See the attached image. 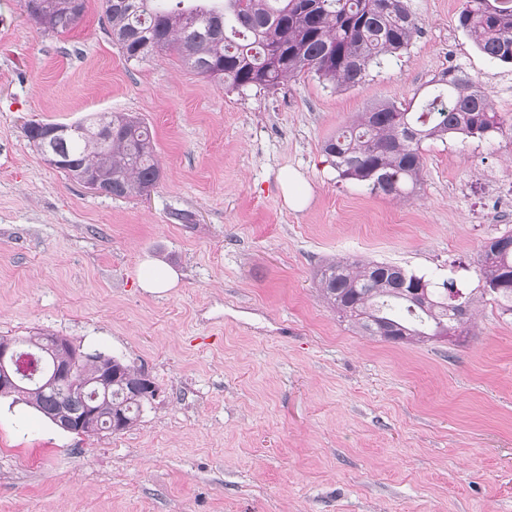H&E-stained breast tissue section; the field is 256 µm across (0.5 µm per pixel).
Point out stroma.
Listing matches in <instances>:
<instances>
[{"label":"stroma","mask_w":512,"mask_h":512,"mask_svg":"<svg viewBox=\"0 0 512 512\" xmlns=\"http://www.w3.org/2000/svg\"><path fill=\"white\" fill-rule=\"evenodd\" d=\"M419 31L362 84L308 74L228 91L172 50L125 62L87 0L54 35L0 0V336L47 330L145 371L130 430L77 435L0 400V512H512V317L469 335L364 336L319 297L328 259L393 263L469 292L512 229V133L425 141L404 199L340 179L322 145L460 65L512 118V67L458 25L463 0H407ZM126 112L154 132L148 195L97 194L50 167L27 122ZM299 173L309 202L281 183ZM158 259L176 288L145 292Z\"/></svg>","instance_id":"35a3bbf8"}]
</instances>
